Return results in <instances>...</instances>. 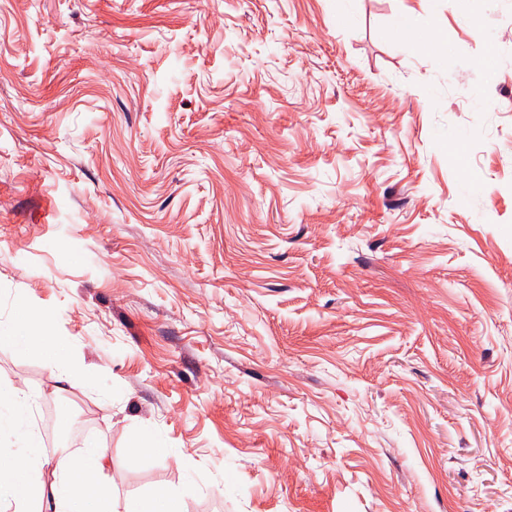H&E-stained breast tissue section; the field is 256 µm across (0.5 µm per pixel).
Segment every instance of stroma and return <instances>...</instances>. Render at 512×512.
I'll list each match as a JSON object with an SVG mask.
<instances>
[{
    "label": "stroma",
    "instance_id": "obj_1",
    "mask_svg": "<svg viewBox=\"0 0 512 512\" xmlns=\"http://www.w3.org/2000/svg\"><path fill=\"white\" fill-rule=\"evenodd\" d=\"M25 304L79 368L0 385L54 468L77 400L119 510L512 512V0H0ZM398 31L403 43L410 48H436L443 44L444 36L437 29L427 32H419L416 29L414 18L411 14H402L398 20ZM185 490L169 491L125 501L124 512H184Z\"/></svg>",
    "mask_w": 512,
    "mask_h": 512
}]
</instances>
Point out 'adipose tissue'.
Here are the masks:
<instances>
[{"label":"adipose tissue","mask_w":512,"mask_h":512,"mask_svg":"<svg viewBox=\"0 0 512 512\" xmlns=\"http://www.w3.org/2000/svg\"><path fill=\"white\" fill-rule=\"evenodd\" d=\"M48 313L27 309L23 319L0 325V338L19 352L41 350L57 376L75 371L59 337L50 335ZM28 395L18 385L0 386V436L14 437L22 450L18 461L0 459V512H113L112 483L106 474L108 455L101 444L87 441L51 481H33L48 461L40 439L28 427Z\"/></svg>","instance_id":"adipose-tissue-1"}]
</instances>
